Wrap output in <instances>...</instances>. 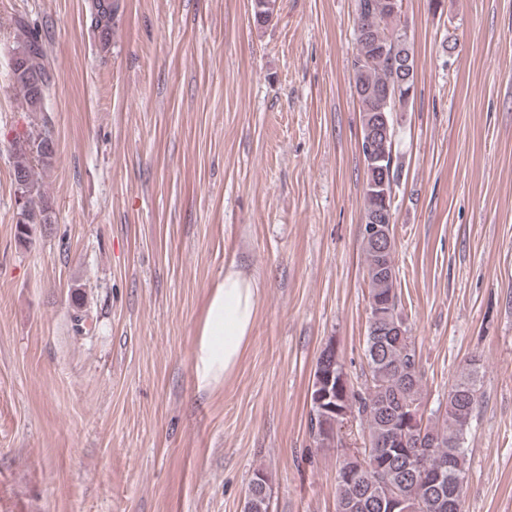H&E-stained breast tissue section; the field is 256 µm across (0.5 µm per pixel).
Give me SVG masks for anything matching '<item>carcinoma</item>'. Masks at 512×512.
Listing matches in <instances>:
<instances>
[{
	"mask_svg": "<svg viewBox=\"0 0 512 512\" xmlns=\"http://www.w3.org/2000/svg\"><path fill=\"white\" fill-rule=\"evenodd\" d=\"M277 0H253L254 21L263 27L274 18ZM119 5L116 0H95L90 5V28L102 45L112 38V26ZM396 20L385 15L384 0H356L354 18L355 51L350 60L353 90L357 97L361 125L379 119L378 90L395 82V57L388 46ZM15 67L12 86L17 89L29 112L39 114L38 123L28 127L24 138L12 151L13 173L22 177L29 199V223L49 224L51 216L46 195L36 169L48 164L53 154V123L44 105L51 73L45 65V45L29 20H15V41L11 46ZM402 101L394 100L385 109L389 126L387 158L371 164L363 160L366 175L362 220L382 212H392V200L372 189L382 178V169H392V182L398 180L395 128L391 114ZM364 281L371 300L386 303L387 316L369 313L364 356L365 380L355 387L344 364L336 357V346L328 342L319 355L315 371L334 373L333 381L344 379L347 390L338 406L356 413L361 438L371 451L388 456L382 470H361L352 482L336 481V512H387L386 493L398 491L409 501L413 512H459L454 508L455 478L466 475L468 460L464 439L479 403L480 378L476 363L462 371L441 402L427 415L424 434L411 437L407 449L390 446L392 433L402 425L401 413L407 404L422 400V371L415 342L401 311L393 253L377 254L363 243ZM402 327L403 335H390L391 326ZM308 430L318 448H336L343 436L336 431V414L311 405ZM271 494L267 482L248 487L244 512H269Z\"/></svg>",
	"mask_w": 512,
	"mask_h": 512,
	"instance_id": "carcinoma-1",
	"label": "carcinoma"
}]
</instances>
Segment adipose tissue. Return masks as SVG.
Listing matches in <instances>:
<instances>
[{
	"label": "adipose tissue",
	"mask_w": 512,
	"mask_h": 512,
	"mask_svg": "<svg viewBox=\"0 0 512 512\" xmlns=\"http://www.w3.org/2000/svg\"><path fill=\"white\" fill-rule=\"evenodd\" d=\"M261 288L243 265L234 260L225 264L199 329L194 371L201 383L229 375L238 365L256 322Z\"/></svg>",
	"instance_id": "1"
}]
</instances>
